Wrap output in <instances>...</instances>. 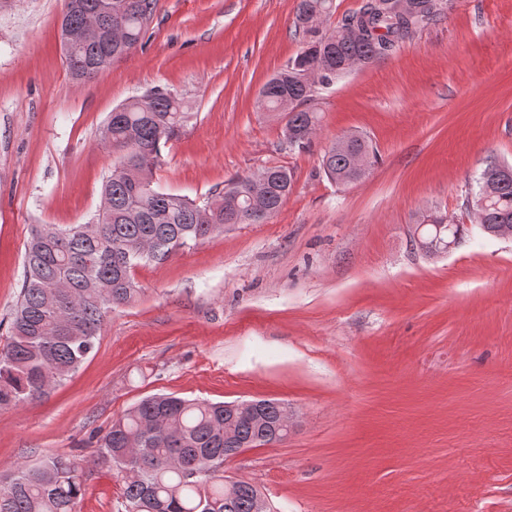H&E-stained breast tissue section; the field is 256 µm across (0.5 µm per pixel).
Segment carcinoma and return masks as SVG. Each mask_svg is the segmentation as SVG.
<instances>
[{"label": "carcinoma", "instance_id": "1", "mask_svg": "<svg viewBox=\"0 0 512 512\" xmlns=\"http://www.w3.org/2000/svg\"><path fill=\"white\" fill-rule=\"evenodd\" d=\"M403 18L382 13L374 0L322 30L336 9L334 0H298L296 25L303 49L258 91V112L285 115L287 144L305 148L317 132L318 113L307 107L355 67L394 54L400 45L440 13L438 0H420ZM157 0H66L65 22L73 30L96 27L102 37L63 48L66 68L78 81L110 69L142 42ZM177 92L156 88L112 109L101 145L112 169L101 190L102 208L92 224H36L25 245L21 287L9 321V340L0 348V409H15L45 397L74 374L94 352L105 317L130 304L138 288L134 268L163 263L179 250L224 231L230 224H262L277 213L293 189L284 166H264L239 177L204 205L166 192L153 182L162 150L192 117ZM321 167L332 183L363 179L362 158L371 159L369 139L344 136ZM472 209L480 229L494 237L512 234V178L491 163L479 174ZM447 216L423 213L427 240ZM255 415L224 410V403L154 394L112 421L102 435L94 463L112 470L123 484L122 512H270L256 486L221 481L224 461L243 447L282 441L280 402L262 400ZM82 465L51 457L22 465L0 479V512H75L82 495Z\"/></svg>", "mask_w": 512, "mask_h": 512}]
</instances>
